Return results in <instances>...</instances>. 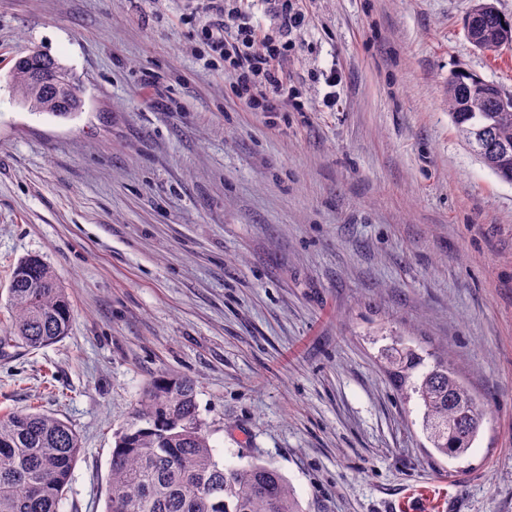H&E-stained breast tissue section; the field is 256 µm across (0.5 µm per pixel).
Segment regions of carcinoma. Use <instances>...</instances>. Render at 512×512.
I'll use <instances>...</instances> for the list:
<instances>
[{
	"mask_svg": "<svg viewBox=\"0 0 512 512\" xmlns=\"http://www.w3.org/2000/svg\"><path fill=\"white\" fill-rule=\"evenodd\" d=\"M485 37L479 51L496 53L512 45V18L497 0H471ZM69 93L56 91L59 74ZM11 81L23 104L56 117L82 107L72 73L40 54L18 59ZM448 114L460 137L472 146V121L481 116L487 144L475 152L500 180L512 183V93L475 74L448 78ZM8 303L14 321L0 332V352L16 344L38 349L69 334L73 310L51 267L39 256L20 260L11 274ZM403 381L424 366L407 350L388 361ZM423 407L422 425L434 450L465 456L487 418V410L444 362H436L410 383ZM81 439L65 420L40 410L0 416V512H59ZM105 512H301L294 492L275 468L250 463L227 467L215 456L199 417L196 392L186 376L164 372L142 392L131 420L115 435L109 461Z\"/></svg>",
	"mask_w": 512,
	"mask_h": 512,
	"instance_id": "1",
	"label": "carcinoma"
}]
</instances>
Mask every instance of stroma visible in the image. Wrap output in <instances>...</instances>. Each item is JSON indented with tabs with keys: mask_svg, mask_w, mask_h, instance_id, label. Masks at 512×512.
Returning a JSON list of instances; mask_svg holds the SVG:
<instances>
[{
	"mask_svg": "<svg viewBox=\"0 0 512 512\" xmlns=\"http://www.w3.org/2000/svg\"><path fill=\"white\" fill-rule=\"evenodd\" d=\"M196 5L0 0V328L29 255L74 315L0 353V414L79 434L60 512H104L113 436L164 372L193 380L217 458L273 465L303 512H512V184L445 94L458 71L512 90V46L470 45V0H295L304 109L250 112ZM33 48L81 112L22 105L9 73ZM397 339L487 408L465 457L431 456Z\"/></svg>",
	"mask_w": 512,
	"mask_h": 512,
	"instance_id": "1",
	"label": "stroma"
}]
</instances>
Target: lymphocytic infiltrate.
<instances>
[{
	"instance_id": "obj_1",
	"label": "lymphocytic infiltrate",
	"mask_w": 512,
	"mask_h": 512,
	"mask_svg": "<svg viewBox=\"0 0 512 512\" xmlns=\"http://www.w3.org/2000/svg\"><path fill=\"white\" fill-rule=\"evenodd\" d=\"M208 9L219 15L220 22L217 27L205 28L206 45L223 61L233 93L247 111L272 113L298 108L283 70L294 47L291 34L303 23L293 0H273L280 24L272 37L261 35L237 8L228 7L223 0H208Z\"/></svg>"
}]
</instances>
